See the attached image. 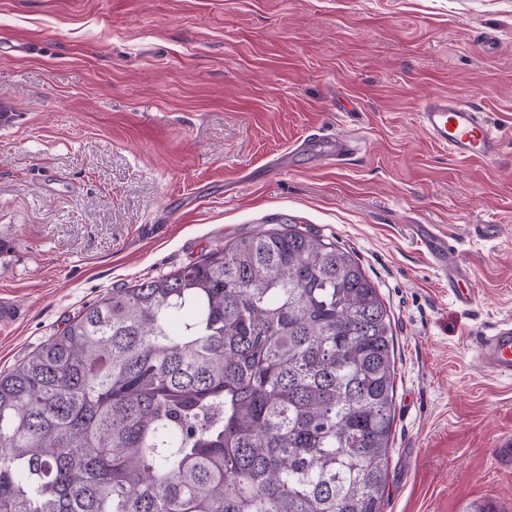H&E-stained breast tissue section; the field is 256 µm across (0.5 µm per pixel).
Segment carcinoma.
Here are the masks:
<instances>
[{
    "instance_id": "obj_1",
    "label": "carcinoma",
    "mask_w": 512,
    "mask_h": 512,
    "mask_svg": "<svg viewBox=\"0 0 512 512\" xmlns=\"http://www.w3.org/2000/svg\"><path fill=\"white\" fill-rule=\"evenodd\" d=\"M391 319L284 224L115 288L0 374V512H382Z\"/></svg>"
}]
</instances>
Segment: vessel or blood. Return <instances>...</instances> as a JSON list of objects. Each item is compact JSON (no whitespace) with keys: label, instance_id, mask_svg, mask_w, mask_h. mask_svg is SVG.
I'll use <instances>...</instances> for the list:
<instances>
[{"label":"vessel or blood","instance_id":"b4317fda","mask_svg":"<svg viewBox=\"0 0 512 512\" xmlns=\"http://www.w3.org/2000/svg\"><path fill=\"white\" fill-rule=\"evenodd\" d=\"M416 119L430 140L457 161L488 162L500 152L501 134L471 99L447 94L429 96L421 102ZM313 147L320 148L324 158L333 163L349 161L354 154L347 138H327L317 133L308 134L297 149L303 152ZM411 232L439 270L455 303L462 308L471 306L473 295L467 286L471 269L463 261L450 259L447 236L430 224L412 225ZM474 358L482 372L511 380L512 323H501L493 333L479 337Z\"/></svg>","mask_w":512,"mask_h":512}]
</instances>
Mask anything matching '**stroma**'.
Segmentation results:
<instances>
[{
	"label": "stroma",
	"instance_id": "35a3bbf8",
	"mask_svg": "<svg viewBox=\"0 0 512 512\" xmlns=\"http://www.w3.org/2000/svg\"><path fill=\"white\" fill-rule=\"evenodd\" d=\"M435 94L501 129L493 163L429 139ZM1 112V373L112 289L294 224L353 252L390 312L383 512H512V381L471 355L512 318V0H0ZM314 128L363 149L288 156ZM413 224L471 268L470 308Z\"/></svg>",
	"mask_w": 512,
	"mask_h": 512
}]
</instances>
